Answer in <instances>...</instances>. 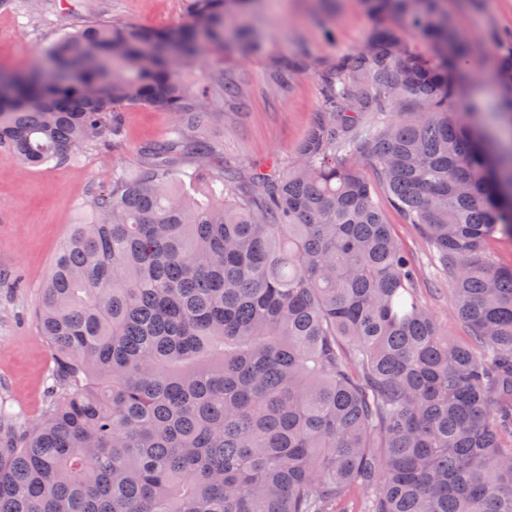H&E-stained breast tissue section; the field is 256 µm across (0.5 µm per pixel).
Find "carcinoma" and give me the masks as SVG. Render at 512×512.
Listing matches in <instances>:
<instances>
[{
	"instance_id": "cac0c4a2",
	"label": "carcinoma",
	"mask_w": 512,
	"mask_h": 512,
	"mask_svg": "<svg viewBox=\"0 0 512 512\" xmlns=\"http://www.w3.org/2000/svg\"><path fill=\"white\" fill-rule=\"evenodd\" d=\"M262 2L87 23L45 48L54 76L0 72V147L26 167L78 161L130 106L176 116L53 265L48 411L0 437V512H343L355 487L363 512H512V268L485 255L512 237V148L455 107L471 42L447 0H363L365 47L319 73L296 161L244 181L202 135L238 84L181 70L206 42L254 50ZM491 40L512 118V33ZM365 112L392 119L357 132ZM361 162L434 249L470 343L418 298Z\"/></svg>"
}]
</instances>
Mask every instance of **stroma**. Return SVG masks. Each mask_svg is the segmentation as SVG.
Segmentation results:
<instances>
[{"label": "stroma", "instance_id": "stroma-1", "mask_svg": "<svg viewBox=\"0 0 512 512\" xmlns=\"http://www.w3.org/2000/svg\"><path fill=\"white\" fill-rule=\"evenodd\" d=\"M319 15L324 18L320 24L315 21ZM448 16L474 44L458 109L470 113L481 129L512 139L500 118L498 58L488 41L490 32L512 29V0H478L474 5L448 0ZM89 21L171 29L185 24L187 17L182 0H49L27 15L0 12V71L20 74L43 64L49 43ZM257 23L259 52L207 48L184 70L195 85L206 83L219 69L239 82L245 95L242 107L218 112L206 135L223 146L225 161L247 172L266 168L274 159L295 160L320 110L319 71L362 49L371 26L362 0H266ZM301 52L306 65L291 89L272 92L268 81L273 70ZM172 122L171 113L155 107H129L120 138L74 164L26 168L0 150V269L22 280L18 288L0 284V401L16 414V431L35 426L48 409L46 385L53 359L37 312L56 257L75 224L86 219L93 193L109 188L113 168L134 170L139 150L163 140ZM365 174L393 235L416 260L421 301L441 333L467 342L468 331L454 315L448 278L432 250L391 205L374 169L366 168Z\"/></svg>", "mask_w": 512, "mask_h": 512}]
</instances>
